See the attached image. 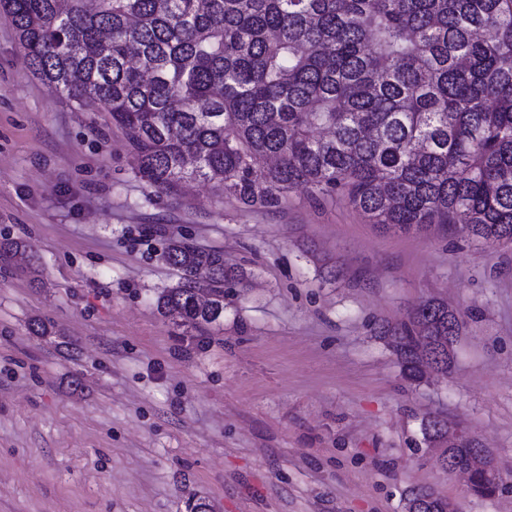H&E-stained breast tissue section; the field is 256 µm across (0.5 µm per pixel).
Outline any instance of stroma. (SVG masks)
<instances>
[{"label": "stroma", "mask_w": 512, "mask_h": 512, "mask_svg": "<svg viewBox=\"0 0 512 512\" xmlns=\"http://www.w3.org/2000/svg\"><path fill=\"white\" fill-rule=\"evenodd\" d=\"M179 235L250 275L221 328L156 310ZM5 238L40 267L0 258V512H405L418 486L512 512V244L387 233L302 188L266 210L204 182L153 195L108 113L38 79L0 11ZM432 297L465 330L448 372L411 385L373 328ZM428 414L490 450L496 497L433 462Z\"/></svg>", "instance_id": "stroma-1"}]
</instances>
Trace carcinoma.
Returning <instances> with one entry per match:
<instances>
[{
    "label": "carcinoma",
    "mask_w": 512,
    "mask_h": 512,
    "mask_svg": "<svg viewBox=\"0 0 512 512\" xmlns=\"http://www.w3.org/2000/svg\"><path fill=\"white\" fill-rule=\"evenodd\" d=\"M29 67L121 129L132 172L156 195L210 182L246 208L297 187L345 200L388 232L449 224L512 242V0H0ZM179 281L157 310L195 330L224 325L247 273L174 238ZM464 321L444 301L381 324L403 376L446 372ZM448 419L423 441L470 466ZM406 512H448L413 488Z\"/></svg>",
    "instance_id": "obj_1"
}]
</instances>
